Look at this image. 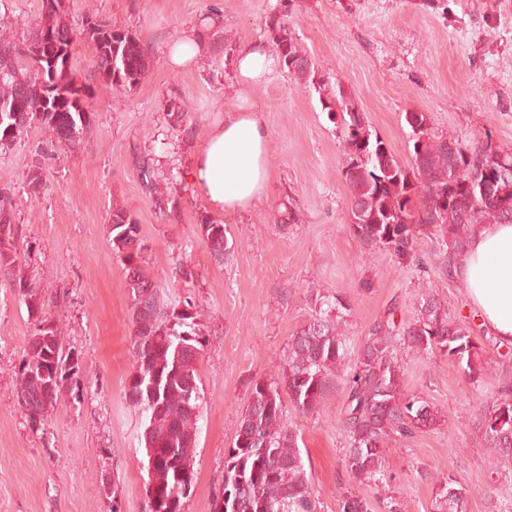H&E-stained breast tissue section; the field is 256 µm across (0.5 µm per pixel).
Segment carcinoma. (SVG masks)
Here are the masks:
<instances>
[{
  "mask_svg": "<svg viewBox=\"0 0 512 512\" xmlns=\"http://www.w3.org/2000/svg\"><path fill=\"white\" fill-rule=\"evenodd\" d=\"M269 18V41L279 66L318 93L328 118L341 116L346 143L344 178L351 225L366 245L383 247L397 258L415 259L428 238L438 251L443 275H453L457 257L476 224L512 223V153L491 147L490 136L471 145L431 132L425 112L405 113L413 163L401 165L383 140L372 135L364 113L341 83L325 81L301 48L288 22L289 4ZM63 0H43L39 21L19 42L0 41V146H7L37 120L58 141L77 148L91 126L88 104L94 87L77 85L72 47L78 40L92 49L95 73L106 84L130 90L150 67L152 55L132 29L87 15L75 26L62 21ZM12 196L0 193V272L15 270L21 259L19 227L10 223ZM203 244L218 263L230 253L224 225L200 222ZM112 250L123 257L134 330V372L124 386L126 400L143 414L140 444L146 458L145 488L153 492L149 512H185L193 488V451L200 418L197 362L202 340L191 302L167 299L144 272L141 225L124 208L112 209ZM31 330L19 366V404L31 427L79 377V366L64 353L56 329L39 298L36 282L15 284ZM324 309L291 338L282 377L258 381L240 428L225 458L224 480L211 512H321L307 475L297 432L287 426V408L312 415L335 377L344 381V426L349 437L346 465L356 480H382L386 441L407 436L434 420L429 403L403 397L404 369L398 352L439 351L465 372L485 368L480 330L448 321L436 296L421 291L416 317L399 324L391 315L378 320L359 345L356 357L341 330L339 297L320 302ZM475 429L498 464L512 461V392L506 391L479 416ZM464 493L450 478L435 495L437 512H462Z\"/></svg>",
  "mask_w": 512,
  "mask_h": 512,
  "instance_id": "obj_1",
  "label": "carcinoma"
}]
</instances>
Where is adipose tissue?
<instances>
[{"mask_svg": "<svg viewBox=\"0 0 512 512\" xmlns=\"http://www.w3.org/2000/svg\"><path fill=\"white\" fill-rule=\"evenodd\" d=\"M269 135L258 106L226 109L201 146L189 179L209 207L227 215L260 202L269 177ZM479 323L512 345V224H480L456 268Z\"/></svg>", "mask_w": 512, "mask_h": 512, "instance_id": "obj_1", "label": "adipose tissue"}]
</instances>
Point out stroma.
I'll return each instance as SVG.
<instances>
[{
	"instance_id": "stroma-1",
	"label": "stroma",
	"mask_w": 512,
	"mask_h": 512,
	"mask_svg": "<svg viewBox=\"0 0 512 512\" xmlns=\"http://www.w3.org/2000/svg\"><path fill=\"white\" fill-rule=\"evenodd\" d=\"M220 4L221 37L193 64L170 67L169 44ZM280 0H64L66 20L93 14L133 29L153 54L141 83L125 91L95 74L92 50L73 47L78 82L91 85V129L79 149L61 147L35 122L0 148V189L14 199L21 231L14 276L0 275V512H147L140 415L124 398L134 367L130 296L122 258L108 239L113 207L143 228L148 275L168 299H191L203 339L198 446L185 512H210L224 461L255 382L280 377L291 337L340 296L346 331L359 345L386 312L413 319L430 288L450 321L476 324L457 277L443 276L430 241L417 260L364 245L350 229L343 178L345 142L318 94L281 68L240 88L236 61L268 43L266 21ZM42 0H0V38L21 39ZM290 24L319 72L355 97L369 129L403 165L412 163L405 113H427L435 134L470 144L491 134L512 151V0H293ZM259 105L269 134V183L261 204L220 218L233 248L224 263L202 242L201 218L216 217L187 179L210 130L237 99ZM186 116L174 123L171 100ZM150 160L156 191L142 185ZM43 183L30 193L27 174ZM177 199L175 211L161 197ZM295 223L282 220L284 208ZM33 279L59 340L80 366L79 382L31 428L19 400V363L30 334L14 277ZM405 397L428 401L435 421L390 440L382 483L353 479L346 466L344 385L333 380L318 413H289L302 436L305 468L324 512L344 497L368 512H436L440 482L466 488V512H512V465L488 476L489 450L473 421L512 386V345L491 344L485 370L464 373L442 353H401ZM117 497H107L106 485Z\"/></svg>"
}]
</instances>
